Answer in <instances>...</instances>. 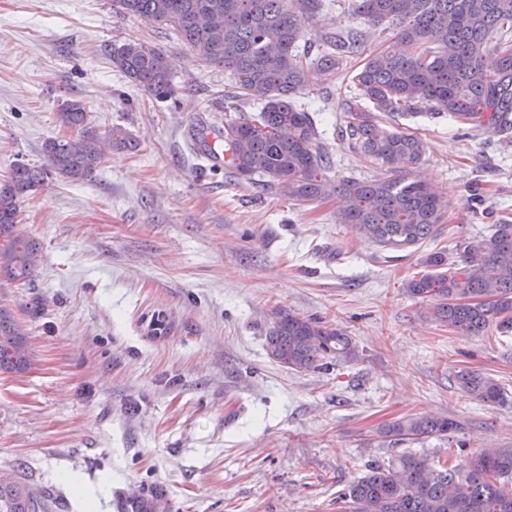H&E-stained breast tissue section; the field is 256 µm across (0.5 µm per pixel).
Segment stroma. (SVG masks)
<instances>
[{
	"instance_id": "obj_1",
	"label": "stroma",
	"mask_w": 512,
	"mask_h": 512,
	"mask_svg": "<svg viewBox=\"0 0 512 512\" xmlns=\"http://www.w3.org/2000/svg\"><path fill=\"white\" fill-rule=\"evenodd\" d=\"M359 25L352 0L301 20L308 41ZM131 39L172 55L176 100L155 102L112 69L105 46ZM349 83L313 80L296 99L335 184L385 174L339 135ZM230 84L110 0H0V181L17 160L44 164V142L68 133V98L96 131L120 126L136 143L90 180L55 178L25 199L19 228L41 263L26 286L0 281L34 357L0 374V469L18 468L49 512H122L151 489L171 512H349L340 495L369 464L411 453L439 469L453 454L512 448V336L443 326L404 289L426 254L512 222V140L424 105L383 118L424 140L416 177L452 204L435 237L386 249L337 223L335 194L298 203L206 163L197 127L258 113ZM281 308L342 329L354 357L307 372L272 360L265 337ZM157 311L169 335H150ZM463 368L493 378L504 401L464 394ZM411 417L463 428L377 437Z\"/></svg>"
}]
</instances>
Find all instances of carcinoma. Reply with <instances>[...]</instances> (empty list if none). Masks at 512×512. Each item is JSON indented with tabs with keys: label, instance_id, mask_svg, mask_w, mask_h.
<instances>
[{
	"label": "carcinoma",
	"instance_id": "1",
	"mask_svg": "<svg viewBox=\"0 0 512 512\" xmlns=\"http://www.w3.org/2000/svg\"><path fill=\"white\" fill-rule=\"evenodd\" d=\"M112 11L166 26L204 64L231 72L236 94L261 105L255 117H241L224 128L198 129L203 150L213 136L224 149V167L239 178H260L293 201L308 202L334 191L341 197L338 223L389 249L415 246L432 236L450 209L449 202L413 177L425 156L414 132L392 131L381 117L420 104L463 123L512 132V0H353L368 25H393L396 47L368 55L353 76L354 97L346 102L342 130L351 148L381 165L387 176L367 182L331 184L329 161L317 142L311 112L295 97L307 89L310 72L320 81L347 70L364 43L356 28L326 31L320 49L301 45L299 15L315 16L322 0H111ZM106 56L129 83L157 102L177 96L174 65L164 51L141 40L110 44ZM73 136L47 140L45 164H14L0 183V276L29 282L40 262L39 244L18 229L23 199L53 177L71 182L90 178L109 148H132L125 130L100 134L89 127L79 99L59 108ZM428 271L405 283L408 293L429 301L441 323L472 336L490 328L512 332V223L492 225L489 235L458 242L455 256L427 254ZM155 336L171 332L163 312L148 324ZM269 356L284 367L305 372L333 357L354 355L351 340L323 321L275 311L266 336ZM32 352L23 328L0 306V372L31 368ZM462 390L487 404L504 401L492 378L464 370ZM458 429L450 418H408L382 426L379 435L399 441L445 437ZM512 450L485 451L443 470L412 454L371 464L340 495L352 512H512ZM44 493L14 469H0V512H48ZM123 512H168L162 493L129 497Z\"/></svg>",
	"mask_w": 512,
	"mask_h": 512
}]
</instances>
